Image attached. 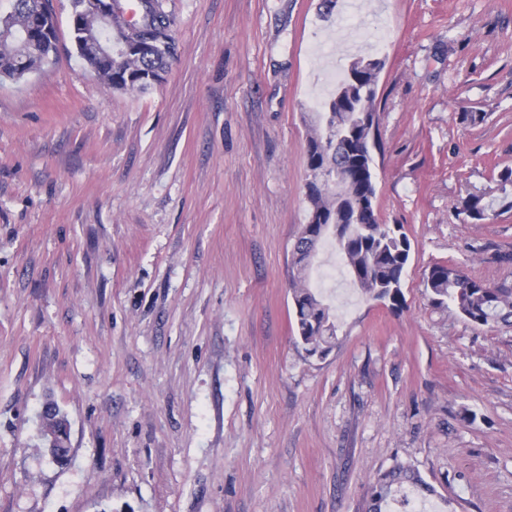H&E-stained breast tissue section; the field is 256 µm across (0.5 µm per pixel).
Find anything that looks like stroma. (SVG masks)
<instances>
[{
  "label": "stroma",
  "instance_id": "1",
  "mask_svg": "<svg viewBox=\"0 0 512 512\" xmlns=\"http://www.w3.org/2000/svg\"><path fill=\"white\" fill-rule=\"evenodd\" d=\"M162 0L177 54L117 91L70 41L0 82V512H366L416 468L434 512H512V326L431 303L429 268L512 279V0ZM386 31L384 49L338 19ZM377 54V208L401 308L352 283L326 358L294 339L291 251L332 70ZM467 112L482 123L463 122ZM69 421L70 460L39 419ZM498 188L500 195L489 202H484L483 196L473 195V203L469 213H464L460 210L457 211V216L464 215L465 218L474 221V224L480 223L490 216L499 214V212H508L512 210V169L506 168L501 171L498 176ZM510 186V190L508 187ZM497 203L498 210L494 208V203ZM404 481H411L415 487L424 492L435 493V488L424 482L409 466L397 465L380 474L370 489L368 512H382V506L392 497L394 486Z\"/></svg>",
  "mask_w": 512,
  "mask_h": 512
}]
</instances>
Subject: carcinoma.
I'll return each mask as SVG.
<instances>
[{
  "label": "carcinoma",
  "mask_w": 512,
  "mask_h": 512,
  "mask_svg": "<svg viewBox=\"0 0 512 512\" xmlns=\"http://www.w3.org/2000/svg\"><path fill=\"white\" fill-rule=\"evenodd\" d=\"M153 12L152 20L146 22L133 35L151 42L148 53L129 51L112 59V73L103 72L99 77L105 84L117 90L144 91L165 79L175 55L174 19L167 14L161 0L148 3ZM12 8L20 13L53 15L51 0H13ZM21 47L18 43L0 48V77L19 78ZM379 73L362 70L357 73L354 95L347 104L351 108L367 102V109L374 110ZM344 86L336 89L328 106L333 113H324V131L316 132L308 139V157H327L328 162L349 163L355 177V200L365 201L361 223L346 228L336 235V203L333 197L318 184H308V222L304 225L307 237L291 254L292 279L290 292L295 312V339L310 357L327 356L337 340L336 318L329 305L304 279L312 257L324 238L335 242L336 250L347 260L349 276L365 294L372 299L387 298L392 307H399L403 298L404 274L411 255V242L406 233L392 232L390 225L381 221L376 207L377 189L373 151H362L340 158L328 156L336 138V100ZM499 196L489 202L484 197L472 196L473 203L466 214L468 219L479 223L496 212L512 210V169L501 171L498 178ZM425 288L432 301L451 304L466 321L479 327L512 321V281L506 279L489 284L470 277L460 269L444 264L430 267ZM405 481L412 482L424 492L433 493L435 488L424 482L412 468L397 465L380 474L370 489L368 512H382V506L392 497L394 486Z\"/></svg>",
  "instance_id": "carcinoma-1"
}]
</instances>
